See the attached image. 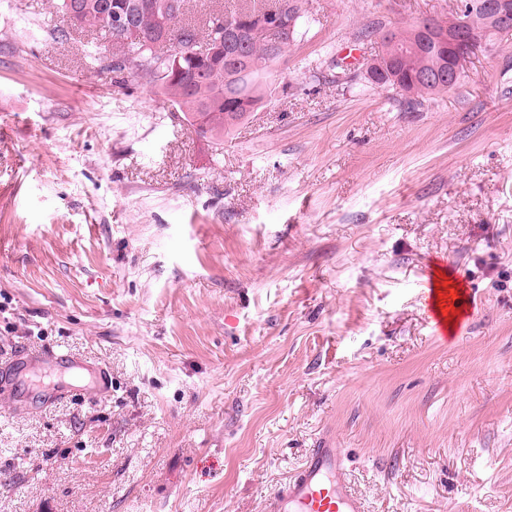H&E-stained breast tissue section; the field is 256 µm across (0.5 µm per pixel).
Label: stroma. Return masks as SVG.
<instances>
[{
  "label": "stroma",
  "instance_id": "1",
  "mask_svg": "<svg viewBox=\"0 0 512 512\" xmlns=\"http://www.w3.org/2000/svg\"><path fill=\"white\" fill-rule=\"evenodd\" d=\"M457 7L308 0L217 142L50 0H0V512H265L324 444L367 512H512V35L434 100L363 69ZM426 310L432 330L435 336L442 340H448V334H453L457 325L458 318L462 310L457 308L448 312V309L456 303L460 306L459 299L454 297V291L451 288H429L428 297L426 298Z\"/></svg>",
  "mask_w": 512,
  "mask_h": 512
}]
</instances>
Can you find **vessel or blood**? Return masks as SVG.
I'll list each match as a JSON object with an SVG mask.
<instances>
[{
  "label": "vessel or blood",
  "instance_id": "b4317fda",
  "mask_svg": "<svg viewBox=\"0 0 512 512\" xmlns=\"http://www.w3.org/2000/svg\"><path fill=\"white\" fill-rule=\"evenodd\" d=\"M455 302L452 290L430 288L426 310L435 336L448 337V310ZM267 512H366L353 491L339 449H311L302 466L268 499Z\"/></svg>",
  "mask_w": 512,
  "mask_h": 512
}]
</instances>
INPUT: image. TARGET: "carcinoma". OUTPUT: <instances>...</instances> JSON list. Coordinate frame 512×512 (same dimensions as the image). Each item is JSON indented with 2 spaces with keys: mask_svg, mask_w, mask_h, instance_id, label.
<instances>
[{
  "mask_svg": "<svg viewBox=\"0 0 512 512\" xmlns=\"http://www.w3.org/2000/svg\"><path fill=\"white\" fill-rule=\"evenodd\" d=\"M114 1L131 17L140 32L139 38L128 42L114 39L103 9V4ZM287 3L292 5L286 17L288 36L279 50L247 39L239 43L232 60L224 54L203 58L194 52L197 44L208 38L215 39L231 27L243 31L251 29L269 12H278ZM163 4L165 26L153 12L142 8L141 0H53V6L66 18H75L81 29L98 31L108 38L112 43L110 67L113 72H123L124 63L133 65L139 74L155 83L161 95L181 111L186 121L196 125L202 136L222 140L270 97L267 77L271 67L283 57L291 43L306 34L304 26L309 24V17L304 8L305 0H240L239 4L210 15L203 30L182 23L186 0H163ZM168 29L176 36L170 41L168 58L163 61L156 46L163 43ZM413 42L420 44V51L403 56L401 51ZM380 45L376 59L392 75L384 87L392 91L400 89L401 96L414 100L448 92L442 82L420 80V73L424 71L443 69L444 50L431 38L421 36L410 26L385 31Z\"/></svg>",
  "mask_w": 512,
  "mask_h": 512,
  "instance_id": "1",
  "label": "carcinoma"
}]
</instances>
